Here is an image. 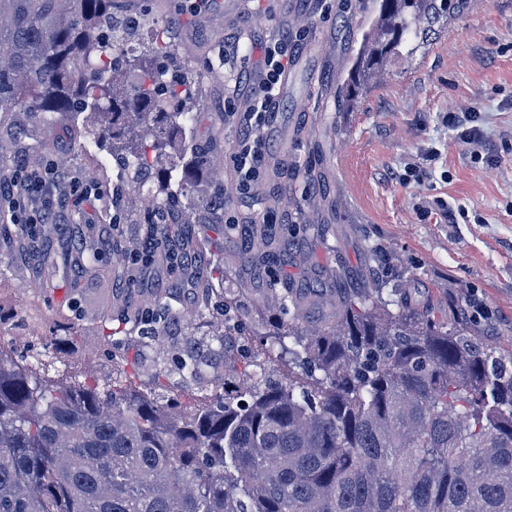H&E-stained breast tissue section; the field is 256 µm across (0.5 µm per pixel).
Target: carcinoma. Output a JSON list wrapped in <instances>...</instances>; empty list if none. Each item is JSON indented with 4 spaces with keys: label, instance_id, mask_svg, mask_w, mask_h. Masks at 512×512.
I'll return each instance as SVG.
<instances>
[{
    "label": "carcinoma",
    "instance_id": "carcinoma-1",
    "mask_svg": "<svg viewBox=\"0 0 512 512\" xmlns=\"http://www.w3.org/2000/svg\"><path fill=\"white\" fill-rule=\"evenodd\" d=\"M119 16L115 0H0V178L23 165L31 146L55 149L58 132L120 140L123 179L102 219L153 196L144 223L188 235L191 169L166 179L179 190L158 198L148 185L163 159L164 135L185 125L196 82L172 44L153 39L146 57L114 45L153 18L151 0ZM471 0H372L340 86L338 111L363 99L371 79L400 49L418 47ZM102 112L111 125L77 130L68 120ZM25 114L28 123L14 119ZM54 271L97 272L95 255L43 254ZM340 286L333 312L310 329L288 282L273 284L279 315L269 346L288 354V375L252 369L243 306H211L214 284L197 283L201 314L224 319L242 338L240 366L214 379L224 394L192 413L130 390L64 385L24 357L0 352V512H512V354L483 346L463 312L437 313L405 288ZM147 336L180 329L179 313L139 318ZM158 360L157 377L203 375L225 352L226 333L196 337ZM291 345H286V342Z\"/></svg>",
    "mask_w": 512,
    "mask_h": 512
}]
</instances>
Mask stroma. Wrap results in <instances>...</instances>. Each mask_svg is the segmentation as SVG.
Segmentation results:
<instances>
[{"instance_id":"obj_1","label":"stroma","mask_w":512,"mask_h":512,"mask_svg":"<svg viewBox=\"0 0 512 512\" xmlns=\"http://www.w3.org/2000/svg\"><path fill=\"white\" fill-rule=\"evenodd\" d=\"M176 0H153L154 17L178 13L174 43L188 66L220 62L225 21L236 18L226 0H205L200 9L176 11ZM358 0H299L291 20L282 0L273 9L254 11L248 26L275 32L284 24L302 32L304 44H318L309 64L293 63L291 79L279 97V111L265 139L274 157L287 165V178L263 182L255 193L259 209L277 216L275 241H288V256L272 254L275 277L302 285L343 264L351 283L372 287L379 280L396 285L412 281L413 296L435 310L467 313L483 343L512 350V0H472L435 39L391 61L383 81L364 98L359 111L341 112L333 87L341 62L351 52L352 31L340 15ZM197 98L208 99L195 127L174 132L167 154L180 157L188 142L210 146L209 134L223 126L221 171L240 135L236 120L224 118V82L201 75ZM473 109L484 131L481 143H462L443 123L448 112ZM439 158L426 163L429 151ZM491 152L488 167L478 154ZM409 166L425 168L419 182L400 176ZM214 177L201 171L194 181L200 207L191 231L205 242V273L230 297H243L252 308L253 325L266 332L274 302L268 289L248 273L241 228L223 224V215L246 216L237 194L225 192L224 211L209 209ZM458 212L449 222L445 211ZM383 250L388 264L369 263L371 250ZM117 259L103 252L101 275L75 269L54 291L37 287L32 271H18L0 249V298L16 314L43 321L45 363L52 378L78 376L90 381L106 373L123 387L158 401L175 396L186 410L213 397L206 383L167 386L154 380L152 363L161 345L139 333L121 336L116 358L101 352L113 326L112 314L123 303L112 290Z\"/></svg>"}]
</instances>
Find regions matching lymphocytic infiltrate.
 I'll return each instance as SVG.
<instances>
[{
	"label": "lymphocytic infiltrate",
	"mask_w": 512,
	"mask_h": 512,
	"mask_svg": "<svg viewBox=\"0 0 512 512\" xmlns=\"http://www.w3.org/2000/svg\"><path fill=\"white\" fill-rule=\"evenodd\" d=\"M299 42V36L288 33H256L246 39L235 31L226 36L222 52L225 65H232L241 56L255 60L248 95H240L237 80H224V110L239 117L244 126L230 155L235 190L243 199L253 198L255 187L263 180L288 175L287 167L271 163L264 133ZM95 198L91 189L53 164L37 170L24 167L0 180V210H8L11 223L23 225L30 234L41 224L71 223L77 211H92Z\"/></svg>",
	"instance_id": "obj_1"
}]
</instances>
